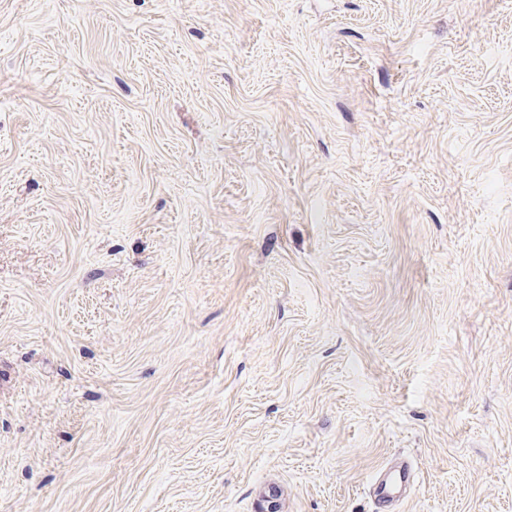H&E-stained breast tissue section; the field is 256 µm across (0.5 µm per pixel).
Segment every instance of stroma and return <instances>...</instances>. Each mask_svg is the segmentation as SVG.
<instances>
[{
    "label": "stroma",
    "instance_id": "stroma-1",
    "mask_svg": "<svg viewBox=\"0 0 512 512\" xmlns=\"http://www.w3.org/2000/svg\"><path fill=\"white\" fill-rule=\"evenodd\" d=\"M512 512V0H0V512ZM410 482V474L406 471H397L389 475L385 480L375 484L373 496L377 509L382 501L393 500L400 496L401 492Z\"/></svg>",
    "mask_w": 512,
    "mask_h": 512
}]
</instances>
